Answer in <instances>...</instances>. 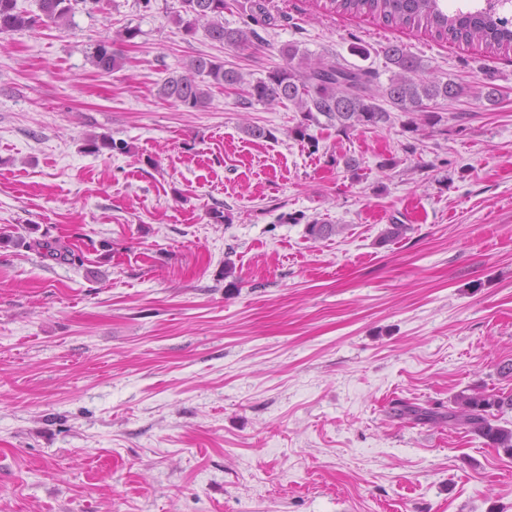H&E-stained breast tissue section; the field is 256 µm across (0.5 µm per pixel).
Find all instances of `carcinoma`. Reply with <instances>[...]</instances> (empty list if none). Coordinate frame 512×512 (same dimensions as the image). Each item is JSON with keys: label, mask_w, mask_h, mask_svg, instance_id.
Wrapping results in <instances>:
<instances>
[{"label": "carcinoma", "mask_w": 512, "mask_h": 512, "mask_svg": "<svg viewBox=\"0 0 512 512\" xmlns=\"http://www.w3.org/2000/svg\"><path fill=\"white\" fill-rule=\"evenodd\" d=\"M441 0H330L337 12L379 16L395 27L423 28L441 39L453 42L477 43L491 52L512 51V19L506 16L512 0H484V6L448 14L440 7ZM86 6V12L98 9L100 0H39V12L18 6V0H0V34L34 29L60 27L71 18L74 6ZM227 0H182V11L174 21L187 34L198 27L206 36L223 46L245 50L253 45L257 32L249 22L270 19L267 0H251L249 21L241 27L224 22ZM137 30L126 27L117 38L103 39L92 44L88 60L101 74H110L125 64V57L117 42L131 40ZM285 65L267 72L263 78L244 79L234 67L212 57L198 56L187 65L188 74L167 77L158 94L180 106L197 109L210 98V88L196 81L204 75L211 84L238 91L237 103L245 108L254 104H283L288 102L301 113V121L292 130L295 137L316 145L307 133L311 125L332 126L341 133L358 128L374 129L390 121V112L379 100H384L403 112H418L425 122H433L436 115L430 106L440 101L455 100L464 87L454 81H433L419 76L422 64L418 57L398 44L389 43L380 48L385 64L395 68L386 86L377 92L371 87L370 76L360 69L349 68L336 59H313L300 52L298 45L286 43L279 48ZM91 152L103 149L124 150L127 145L117 143L110 136L90 140ZM46 256L56 260L79 261L81 256L66 247L44 244ZM448 411L438 413L418 404L402 403L393 408V415L415 423L444 422L450 428L461 427L483 444L497 448L512 457V427L499 424L502 416L512 412V394L465 388L456 393Z\"/></svg>", "instance_id": "1"}]
</instances>
